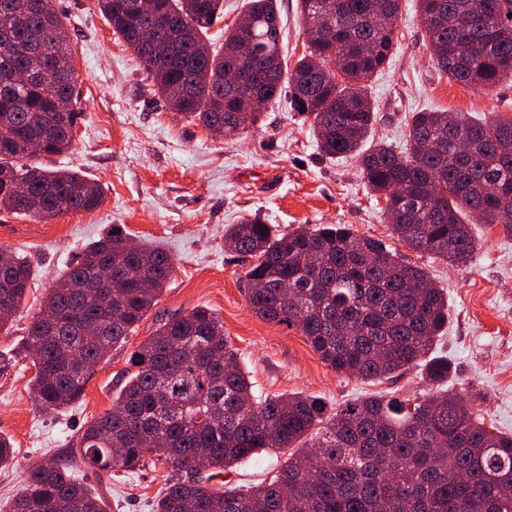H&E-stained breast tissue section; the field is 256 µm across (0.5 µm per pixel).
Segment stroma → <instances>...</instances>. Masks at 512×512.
<instances>
[{
	"mask_svg": "<svg viewBox=\"0 0 512 512\" xmlns=\"http://www.w3.org/2000/svg\"><path fill=\"white\" fill-rule=\"evenodd\" d=\"M70 33L82 99L71 150L46 157L54 168L73 169L103 190V205L49 221L0 212V246L17 251L34 276L16 322L0 333V435L10 438L15 467L0 472V512L23 486L29 467L64 455L82 428L112 405L130 352L162 320L196 307L215 313L224 334L261 396L302 392L334 410L375 395L414 398L424 387L420 369L382 381L338 374L299 330L253 315L245 273L252 260L224 247V227L258 214L286 232L318 224H347L381 240L409 263L424 268L448 295V326L436 352L450 366L448 387L486 397L487 425L512 433V236L496 224L472 227L478 249L463 266L411 251L393 236L383 201L366 188L352 158L318 150L289 94L262 110L246 135L224 140L199 123L174 114L152 91L132 52L103 18L98 0H57ZM282 45L288 63L306 47L299 0H279ZM399 39L389 62L368 83L376 121L371 141L407 147L415 113L463 112L495 120L512 117V79L480 93L450 79L434 64L419 21L417 0H402ZM117 227L136 243L149 242L173 258L171 279L128 342L100 362L83 399L65 412L42 414L33 399L31 362L22 355L25 329L57 275L89 242ZM287 457L273 450L214 475L224 487L272 479ZM77 473L108 503V512H151V504L180 474L162 460L144 469Z\"/></svg>",
	"mask_w": 512,
	"mask_h": 512,
	"instance_id": "stroma-1",
	"label": "stroma"
}]
</instances>
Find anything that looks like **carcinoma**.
Masks as SVG:
<instances>
[{
	"instance_id": "cac0c4a2",
	"label": "carcinoma",
	"mask_w": 512,
	"mask_h": 512,
	"mask_svg": "<svg viewBox=\"0 0 512 512\" xmlns=\"http://www.w3.org/2000/svg\"><path fill=\"white\" fill-rule=\"evenodd\" d=\"M56 0H0V210L51 220L104 203L101 187L73 170L31 163L72 146L81 117L69 37ZM98 0L112 30L177 110L225 139L248 126L237 114L259 95L288 89L311 120L319 150L357 157L364 182L384 195L393 234L414 252L464 264L477 248L471 226L497 224L512 235V118L474 121L463 112H417L408 148L363 149L374 120L364 83L396 45L400 0H300L303 23L330 33L285 65L277 0H245L254 40L207 31L224 0ZM435 65L457 82L489 93L512 78V0H418ZM156 35L146 51L140 34ZM245 72L225 94V74ZM474 143L457 157L456 143ZM110 230L61 272L26 327L24 356L35 374L40 411L56 413L83 396L94 368L122 345L157 303L173 274L162 248ZM224 248L256 258L247 304L258 318L295 327L320 359L360 380L389 379L425 366L427 390L405 404L367 397L327 412L304 393L260 397L224 335V323L197 307L172 315L129 358L112 407L89 422L76 447L27 471L7 512H107L106 501L76 474V464L139 470L152 459L149 435L166 441L172 468L220 472L264 451L291 448L268 484L246 491L177 480L154 512H512V434L486 425L484 396L444 391L448 359L432 356L448 324V298L420 266L348 224L276 233L259 218L224 232ZM123 278L87 288L90 262ZM32 279L30 263L0 246V308L16 314Z\"/></svg>"
}]
</instances>
